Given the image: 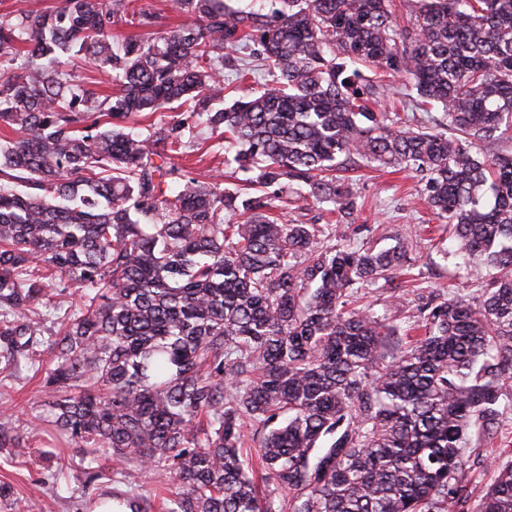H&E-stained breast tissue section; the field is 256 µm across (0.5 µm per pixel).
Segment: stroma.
<instances>
[{
  "label": "stroma",
  "mask_w": 512,
  "mask_h": 512,
  "mask_svg": "<svg viewBox=\"0 0 512 512\" xmlns=\"http://www.w3.org/2000/svg\"><path fill=\"white\" fill-rule=\"evenodd\" d=\"M193 140L202 149L186 157L184 163L194 176L204 179L219 174L225 189L243 190L244 183L232 160L233 150L211 136L204 117L196 119ZM350 176L363 207L353 223L338 225L337 238L376 249L391 247L406 238L416 240L412 273L418 288L426 293L451 290L472 301L478 298L490 278L466 269L448 224L423 201L418 177L361 160L356 161ZM413 299V294L401 293L398 283L393 282L359 288L353 303L386 315L405 333L413 326ZM46 400L41 378L34 372L8 377L0 374V412L11 415L12 425L20 431L26 433L38 425ZM501 420L503 426L493 437L476 433L466 450L469 464L463 478L478 495L496 476L497 466L512 461V410L505 411ZM78 451L75 445L59 450L40 439L33 440L29 457L20 462L1 451L0 483L13 486L16 495L26 501L27 512H87L92 498L111 490L118 465L101 460L97 479L87 482Z\"/></svg>",
  "instance_id": "stroma-1"
}]
</instances>
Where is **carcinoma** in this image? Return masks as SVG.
Listing matches in <instances>:
<instances>
[{
	"mask_svg": "<svg viewBox=\"0 0 512 512\" xmlns=\"http://www.w3.org/2000/svg\"><path fill=\"white\" fill-rule=\"evenodd\" d=\"M278 2L172 0V30L127 0L0 18V374L53 353L37 431L85 448L91 479L121 464L98 509L153 512L151 469L179 483L166 512H512V464L475 500L460 478L512 378V0H407L402 22L392 0ZM128 25L145 33L114 39ZM227 49L262 90L226 107ZM395 76L443 129L372 109ZM178 109L206 115L255 193L175 162L188 119L150 118ZM356 158L421 177L470 270L494 271L475 304L417 295L407 342L348 298L405 274L414 241L329 244L336 226L279 214L295 187L354 220L336 172ZM1 448L30 454L7 422Z\"/></svg>",
	"mask_w": 512,
	"mask_h": 512,
	"instance_id": "obj_1",
	"label": "carcinoma"
}]
</instances>
